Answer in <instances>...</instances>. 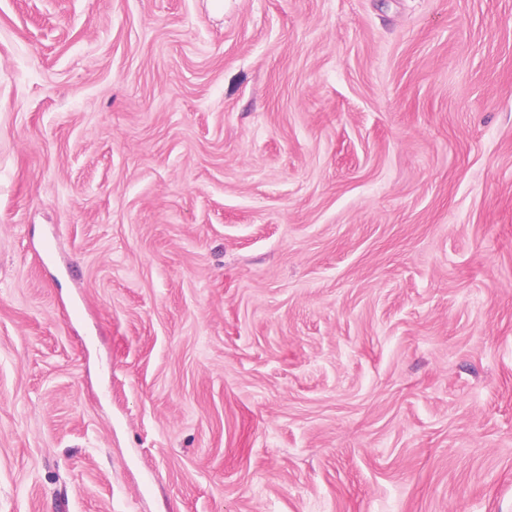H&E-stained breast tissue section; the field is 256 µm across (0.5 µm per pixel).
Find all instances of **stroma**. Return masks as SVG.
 I'll use <instances>...</instances> for the list:
<instances>
[{"label":"stroma","instance_id":"stroma-1","mask_svg":"<svg viewBox=\"0 0 512 512\" xmlns=\"http://www.w3.org/2000/svg\"><path fill=\"white\" fill-rule=\"evenodd\" d=\"M0 512H512V0H0Z\"/></svg>","mask_w":512,"mask_h":512}]
</instances>
